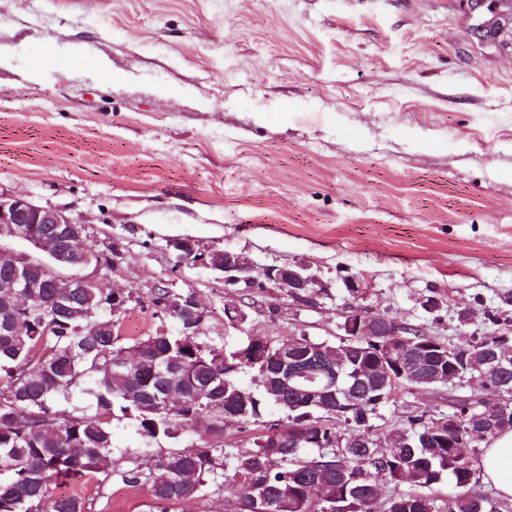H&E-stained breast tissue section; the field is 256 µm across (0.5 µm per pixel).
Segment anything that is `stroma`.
Listing matches in <instances>:
<instances>
[{"mask_svg":"<svg viewBox=\"0 0 512 512\" xmlns=\"http://www.w3.org/2000/svg\"><path fill=\"white\" fill-rule=\"evenodd\" d=\"M466 0H0V193L84 221L111 287L133 292L127 340L153 335L154 287L193 291L206 344L332 342L359 305L458 345L512 319V24L471 35ZM300 261L315 307L175 266L170 243ZM435 290V313L418 304ZM251 303L242 330L224 306ZM461 386L403 389L378 431L451 414ZM112 466L60 480L91 512H154L119 473L156 443L113 422ZM210 484L175 512H242Z\"/></svg>","mask_w":512,"mask_h":512,"instance_id":"35a3bbf8","label":"stroma"}]
</instances>
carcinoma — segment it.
I'll return each mask as SVG.
<instances>
[{
	"label": "carcinoma",
	"mask_w": 512,
	"mask_h": 512,
	"mask_svg": "<svg viewBox=\"0 0 512 512\" xmlns=\"http://www.w3.org/2000/svg\"><path fill=\"white\" fill-rule=\"evenodd\" d=\"M190 298L154 289L151 302L166 329L127 345L112 321L113 305L125 296L57 288L39 262L0 267V512H88L83 497L56 496L51 488L62 477L90 479L112 459L113 421H128L146 439H177L197 433L213 402L246 426H264L268 406L284 419L229 466L214 441L121 472L126 485L148 488L159 512L202 496L218 479L262 489L264 504L244 512H512L511 504L476 490L473 468L477 449L512 428V366L490 369L512 336H486L454 352L414 331L398 339L410 348L402 360L381 350L391 336L361 344L299 336L226 350L191 335L204 320L185 311ZM283 365L314 375L313 392L283 391ZM244 372L252 384L241 381ZM467 376L508 400L478 410L462 403L429 421L413 416L381 443L336 447L348 429H374L392 399V379L428 388ZM76 395L84 398L82 410L63 408ZM383 482L409 490L381 503ZM445 483L441 501L434 490Z\"/></svg>",
	"instance_id": "cac0c4a2"
}]
</instances>
